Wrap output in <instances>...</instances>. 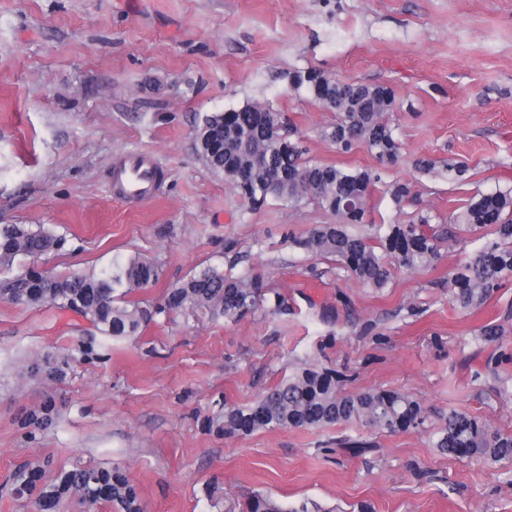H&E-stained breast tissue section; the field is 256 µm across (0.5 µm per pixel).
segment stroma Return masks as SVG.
I'll return each instance as SVG.
<instances>
[{"mask_svg":"<svg viewBox=\"0 0 512 512\" xmlns=\"http://www.w3.org/2000/svg\"><path fill=\"white\" fill-rule=\"evenodd\" d=\"M308 67L395 91L401 158L369 202L373 223L429 212L443 225L473 189L512 182V0H0V224L68 239L39 267L97 274L155 259L160 280L140 294L151 305L192 271L232 267L288 302L235 322L162 314L112 339L72 312L0 301V512H31L8 483L45 460L55 472L124 467L145 512H240L253 493L326 512H512V460L452 458L432 443L451 408L512 431V284L472 311L452 303L448 279L475 245L445 236L431 266L363 286L294 246L326 212L251 206L194 150L207 114L261 103L310 159L375 166L323 138L333 113L289 84ZM128 151L165 171L149 203L113 193ZM420 158L465 161L471 181L423 176ZM407 180L414 195L395 203L387 185ZM490 321L506 324L493 346L477 336ZM313 363L351 392L410 395L426 429L210 428L225 405H250ZM45 410L52 425H30Z\"/></svg>","mask_w":512,"mask_h":512,"instance_id":"35a3bbf8","label":"stroma"}]
</instances>
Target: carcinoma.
<instances>
[{"label": "carcinoma", "instance_id": "obj_1", "mask_svg": "<svg viewBox=\"0 0 512 512\" xmlns=\"http://www.w3.org/2000/svg\"><path fill=\"white\" fill-rule=\"evenodd\" d=\"M295 91L305 90L336 119L322 135L349 153L361 148L381 165L398 160L401 145L386 115L396 106L393 89L383 84L343 82L308 68L290 75ZM282 114L268 105L248 104L230 112H213L196 128L194 146L215 174L224 176L241 198L251 205L268 199L293 204L313 203L334 221L318 224L295 241L315 257L335 262L360 283L374 289L387 287L400 269L416 271L431 265L438 239L445 233L478 234L493 239L460 265L448 280L452 300L465 310L487 302L512 279V187L493 193L475 190L462 210L449 217L444 231L431 225L433 218L419 213L407 224H373L362 234L354 227L369 223V200L381 183L376 168L345 169L306 157L303 142L283 132ZM66 239L38 226L0 224V288L16 305L50 304L76 312L102 336H134L158 314L195 309L236 321L265 310L280 311V293L263 278L234 274L208 266L168 290L164 304L151 308L129 296L155 284L159 265L143 257L115 261L112 270L98 276L45 274L23 261L59 251ZM504 326L489 322L479 328L487 345L499 343ZM426 411L409 395L392 390L352 393L336 371L309 365L269 388L252 405L224 406L216 417L217 429L228 435L248 436L274 428H319L338 423H359L385 433L425 427ZM436 447L456 458L497 462L512 458V432L490 430L468 412L451 409L435 431ZM49 464L28 465L17 477L33 512H61L77 500L87 508L102 501L112 512H143L137 486L120 466H76L45 479ZM248 512H320L309 501L284 505L256 495Z\"/></svg>", "mask_w": 512, "mask_h": 512}]
</instances>
